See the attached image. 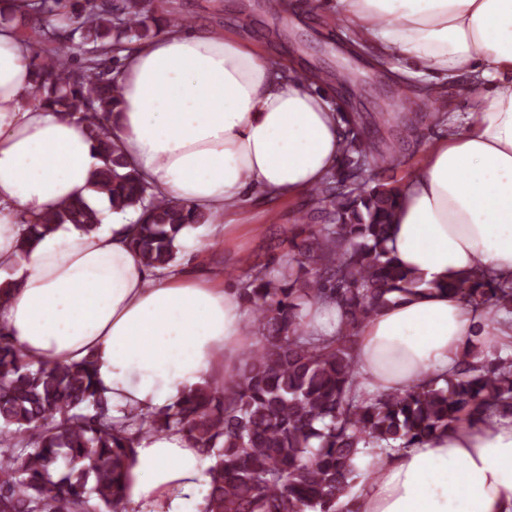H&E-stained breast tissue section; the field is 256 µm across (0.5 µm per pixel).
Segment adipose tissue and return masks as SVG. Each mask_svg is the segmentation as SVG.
I'll return each instance as SVG.
<instances>
[{
  "label": "adipose tissue",
  "instance_id": "obj_1",
  "mask_svg": "<svg viewBox=\"0 0 512 512\" xmlns=\"http://www.w3.org/2000/svg\"><path fill=\"white\" fill-rule=\"evenodd\" d=\"M360 34L433 79L464 75L461 128L415 145L388 247L421 286L379 309L355 337L367 395L406 390L456 365L469 343L512 353V319L428 282L485 271L512 279V0H336ZM32 48L0 25V270L18 287L0 329L32 362L91 357L112 414L148 415L236 371L256 325L235 287L190 258L147 268L127 221L90 233L65 224L18 250L25 222L87 196L99 160L83 123L47 109ZM231 31L167 26L124 52L112 137L156 198L234 217L255 196L309 195L344 146L330 101ZM200 449L172 429L141 437L122 495L134 512H203ZM351 512H512V417L478 416L384 455Z\"/></svg>",
  "mask_w": 512,
  "mask_h": 512
}]
</instances>
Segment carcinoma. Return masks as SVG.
<instances>
[{
	"label": "carcinoma",
	"instance_id": "obj_1",
	"mask_svg": "<svg viewBox=\"0 0 512 512\" xmlns=\"http://www.w3.org/2000/svg\"><path fill=\"white\" fill-rule=\"evenodd\" d=\"M156 11L155 0H30L22 27L36 37L35 93L91 127L100 165L88 189L116 213H138L130 245L146 265L164 267L183 227L207 218L155 199L112 139L119 53L160 30ZM341 119L343 156L308 200L311 218L325 223L297 225L283 258L246 262L241 294L261 339L222 382L154 415L116 418L90 358L35 366L0 331V512H88L91 494L106 512H127L120 493L138 439L172 428L210 460L206 512H337L364 448L384 454L488 411L512 415V357L484 358L475 343L441 384L431 377L410 390L365 395L356 329L418 282L387 248L400 188L369 187L396 158L379 150L359 115ZM100 222L88 202L64 203L27 225L20 247L58 224L90 231ZM433 288L486 311L490 326L512 315V282L490 274ZM308 304L340 308L334 336L306 330Z\"/></svg>",
	"mask_w": 512,
	"mask_h": 512
}]
</instances>
